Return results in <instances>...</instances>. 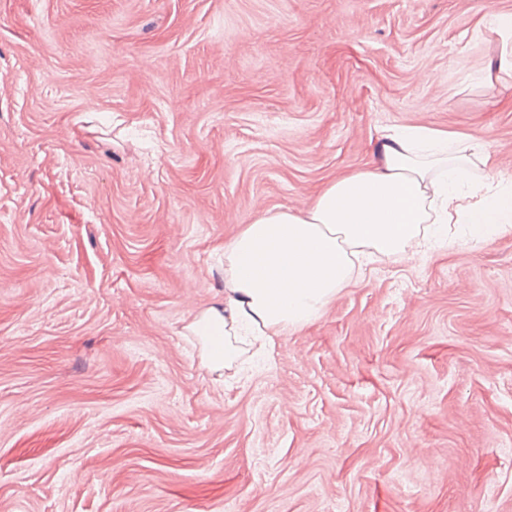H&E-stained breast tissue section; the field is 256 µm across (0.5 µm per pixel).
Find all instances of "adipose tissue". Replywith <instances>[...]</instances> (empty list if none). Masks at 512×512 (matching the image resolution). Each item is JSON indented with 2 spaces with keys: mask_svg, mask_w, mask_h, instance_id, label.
Instances as JSON below:
<instances>
[{
  "mask_svg": "<svg viewBox=\"0 0 512 512\" xmlns=\"http://www.w3.org/2000/svg\"><path fill=\"white\" fill-rule=\"evenodd\" d=\"M481 24L500 41L486 81L512 78V14ZM455 224L477 238L511 233L512 178L470 135L381 128L368 167L336 177L301 208L258 214L225 242L224 298L186 327L202 367L233 369L252 346L272 358L276 337L313 323L364 265L453 246Z\"/></svg>",
  "mask_w": 512,
  "mask_h": 512,
  "instance_id": "adipose-tissue-1",
  "label": "adipose tissue"
}]
</instances>
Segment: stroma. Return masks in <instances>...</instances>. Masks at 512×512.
I'll return each instance as SVG.
<instances>
[{"instance_id": "obj_1", "label": "stroma", "mask_w": 512, "mask_h": 512, "mask_svg": "<svg viewBox=\"0 0 512 512\" xmlns=\"http://www.w3.org/2000/svg\"><path fill=\"white\" fill-rule=\"evenodd\" d=\"M491 12L0 0V512H512V233L371 265L238 380L184 330L382 127L512 176Z\"/></svg>"}]
</instances>
